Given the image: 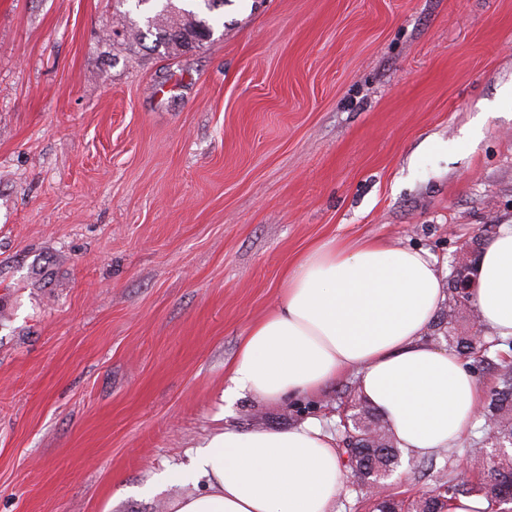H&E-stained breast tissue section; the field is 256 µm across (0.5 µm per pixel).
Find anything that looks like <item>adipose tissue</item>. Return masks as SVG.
<instances>
[{"instance_id":"1","label":"adipose tissue","mask_w":512,"mask_h":512,"mask_svg":"<svg viewBox=\"0 0 512 512\" xmlns=\"http://www.w3.org/2000/svg\"><path fill=\"white\" fill-rule=\"evenodd\" d=\"M474 274L481 326L512 337V223L499 225ZM445 299L425 250L375 240L316 244L286 271L276 305L247 329L228 392L269 402L313 396L352 372L409 456L452 448L475 421L481 386L460 359L424 338ZM196 466L206 491L174 501L172 512H335L348 479L334 434L316 420L224 428Z\"/></svg>"}]
</instances>
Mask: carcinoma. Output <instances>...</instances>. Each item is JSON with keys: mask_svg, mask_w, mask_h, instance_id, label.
Wrapping results in <instances>:
<instances>
[{"mask_svg": "<svg viewBox=\"0 0 512 512\" xmlns=\"http://www.w3.org/2000/svg\"><path fill=\"white\" fill-rule=\"evenodd\" d=\"M115 10L132 3L141 13V21L130 20L123 27V40L138 41L146 33L161 34L167 53L179 56L203 46L213 36L217 17L214 11L224 0H113ZM448 310L436 316L432 327L444 332L448 348L460 356L473 359L498 376V386L491 392L477 414L483 421L482 431H495L491 450L472 449L465 454L478 482L450 476L439 481L417 499L388 495L373 503V512H448L451 500L460 496L481 495L499 504L512 497V339L481 336L459 322L469 318L471 303L448 288ZM349 427L337 429L336 441L346 444V467L364 481L391 472L400 461L396 439L384 419L361 397L350 396Z\"/></svg>", "mask_w": 512, "mask_h": 512, "instance_id": "1", "label": "carcinoma"}]
</instances>
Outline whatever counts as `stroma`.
I'll return each mask as SVG.
<instances>
[{
	"label": "stroma",
	"instance_id": "stroma-1",
	"mask_svg": "<svg viewBox=\"0 0 512 512\" xmlns=\"http://www.w3.org/2000/svg\"><path fill=\"white\" fill-rule=\"evenodd\" d=\"M112 0H0V512H170L283 274L336 237L443 275L512 221V0H224L178 57ZM477 430L393 492L413 499Z\"/></svg>",
	"mask_w": 512,
	"mask_h": 512
}]
</instances>
